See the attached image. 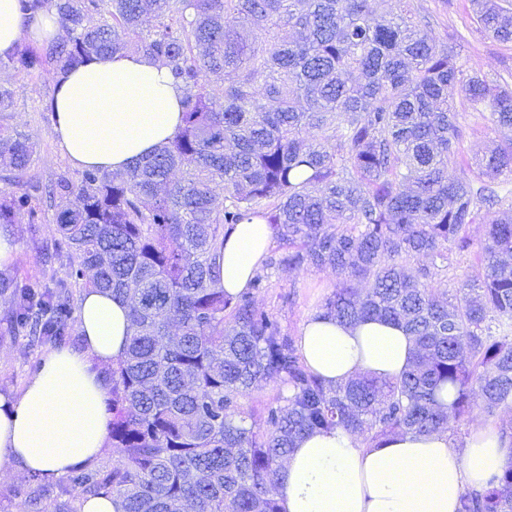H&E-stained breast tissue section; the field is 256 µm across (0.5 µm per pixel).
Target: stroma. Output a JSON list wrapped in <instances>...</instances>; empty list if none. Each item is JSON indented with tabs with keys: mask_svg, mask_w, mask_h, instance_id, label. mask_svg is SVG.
Instances as JSON below:
<instances>
[{
	"mask_svg": "<svg viewBox=\"0 0 512 512\" xmlns=\"http://www.w3.org/2000/svg\"><path fill=\"white\" fill-rule=\"evenodd\" d=\"M412 5L432 18L431 34L446 42L458 55L466 73H478L489 80L512 86V44L503 45L482 32L476 23L470 0H411ZM0 85L13 93V105L0 112V130L27 135L36 145L34 160L24 175L25 182L47 184L59 174L76 175L77 170L62 156L53 138L54 114L50 104L55 82L48 73L31 74L19 65L0 67ZM455 108L462 131L460 152L472 159L485 147L512 141V130L495 127L488 117L470 109L464 99ZM56 212L45 208L41 224H13L9 234L17 243L18 256L0 277L18 282H37L53 287L66 278L65 260L44 262L57 238ZM336 288L331 269L308 268L272 275L270 284L257 295L256 303L278 319L284 333L298 336L301 325L319 312L324 300ZM18 303L12 292L0 293V394L18 397L29 378L37 371L51 342H31L27 332L14 328L8 314ZM39 480L18 468H0V512H31L28 500L39 487Z\"/></svg>",
	"mask_w": 512,
	"mask_h": 512,
	"instance_id": "35a3bbf8",
	"label": "stroma"
}]
</instances>
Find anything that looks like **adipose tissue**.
I'll use <instances>...</instances> for the list:
<instances>
[{
  "label": "adipose tissue",
  "instance_id": "adipose-tissue-1",
  "mask_svg": "<svg viewBox=\"0 0 512 512\" xmlns=\"http://www.w3.org/2000/svg\"><path fill=\"white\" fill-rule=\"evenodd\" d=\"M54 12L22 14L17 0H0V55L22 41L55 40ZM182 92L168 68L140 55L95 58L57 85L53 134L77 169L126 170L169 140L181 125ZM259 217L227 230L217 259L219 284L243 292L271 245ZM79 347L51 350L14 400L0 397V465H15L53 482L92 461L104 447L112 383L108 366L132 333L127 304L85 289L76 313ZM414 343L383 320L344 325L312 317L299 333L311 371L336 384L358 375L393 378L408 368ZM512 461V437L478 425L464 448L446 432L398 434L368 446L358 435L331 428L305 435L277 484L281 512H457L465 489H482Z\"/></svg>",
  "mask_w": 512,
  "mask_h": 512
}]
</instances>
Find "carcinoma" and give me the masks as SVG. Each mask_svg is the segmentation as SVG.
I'll use <instances>...</instances> for the list:
<instances>
[{
	"mask_svg": "<svg viewBox=\"0 0 512 512\" xmlns=\"http://www.w3.org/2000/svg\"><path fill=\"white\" fill-rule=\"evenodd\" d=\"M388 2L20 0L29 15L55 11L68 39L19 46L0 66L51 64L57 79L94 57L140 54L182 91L183 126L169 142L122 172L85 169L49 186L69 279L50 293L14 283L16 325L57 342L73 321L74 283L130 307L108 424L122 456L68 476L59 495H111L121 512H279L266 486L308 432L378 443L446 430L476 394L492 417L512 405V189L500 181L512 177V143L462 167L454 112L461 93L512 128V89L464 74L429 35V14L389 13ZM471 2L482 30L512 44V9ZM220 74L234 79L214 89ZM34 154L30 138L0 131L14 173L0 224L42 221L22 181ZM255 216L278 254L229 296L217 284L225 230ZM480 223V264L459 275ZM420 256L431 264L412 268ZM306 266L336 274L323 316L384 319L413 337L405 372L332 385L309 370L255 302L273 274ZM267 380L288 395L260 415L245 409ZM457 512H512V462L465 490Z\"/></svg>",
	"mask_w": 512,
	"mask_h": 512,
	"instance_id": "cac0c4a2",
	"label": "carcinoma"
}]
</instances>
